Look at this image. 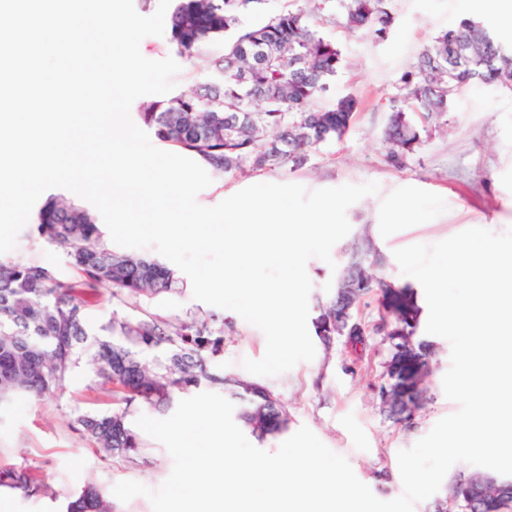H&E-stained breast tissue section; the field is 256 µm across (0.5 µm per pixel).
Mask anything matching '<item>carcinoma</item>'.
Returning a JSON list of instances; mask_svg holds the SVG:
<instances>
[{"label":"carcinoma","mask_w":512,"mask_h":512,"mask_svg":"<svg viewBox=\"0 0 512 512\" xmlns=\"http://www.w3.org/2000/svg\"><path fill=\"white\" fill-rule=\"evenodd\" d=\"M332 1L349 30L367 29L382 40L393 25L388 0H303L259 26L244 24L249 4L241 0H175L169 42L176 51L191 59L213 43L222 48L207 60L206 81L142 106L141 123L218 174L303 166L310 151L342 138L359 105L345 95L326 108H313L331 92L343 62L341 46L314 24ZM400 82L403 94L389 101L383 132L395 168L404 167L422 142L424 127L412 115L430 126L445 125L443 114L460 88L512 86V42L482 21L465 18L435 37ZM34 232L64 253L76 276L64 279L41 262L0 260V404L18 393L41 398L55 392L87 356L103 383L112 384L116 408L78 414L75 429L105 455L130 461L138 455L140 438L128 422L133 405L166 411L199 387L228 394L237 404V420L260 441L286 430L288 420L274 414L269 389L212 366L224 337L210 320L114 316L101 337L88 327L86 310L101 289L124 300L168 293L178 284L170 269L107 247L95 216L64 199L44 203ZM361 239L370 253L363 266L367 286L358 289L357 301L381 290L378 330L390 350L388 366L397 365L409 347L415 350L411 359L418 360L402 366L392 383L403 384L408 376L423 382L434 344L418 335L416 295L409 288H380L382 279L370 269L383 267L386 258L370 236ZM343 309L344 292L338 288L313 321L316 336L364 343V328ZM0 486L27 492L44 488L33 470L22 467L1 468ZM449 494L461 512H512V487L490 484L476 500L469 478L460 477ZM66 512H112V502L88 485L68 502Z\"/></svg>","instance_id":"carcinoma-1"}]
</instances>
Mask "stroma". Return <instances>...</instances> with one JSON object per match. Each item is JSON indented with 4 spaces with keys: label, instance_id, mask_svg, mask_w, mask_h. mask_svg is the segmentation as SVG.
Listing matches in <instances>:
<instances>
[{
    "label": "stroma",
    "instance_id": "obj_1",
    "mask_svg": "<svg viewBox=\"0 0 512 512\" xmlns=\"http://www.w3.org/2000/svg\"><path fill=\"white\" fill-rule=\"evenodd\" d=\"M395 24L387 39L367 30H347L340 21L322 24L324 36L339 43L344 66L336 78L333 96L353 95L359 101L349 130L338 140L312 151L305 165L289 170L216 174L197 201L213 206L257 183H294L315 190L344 184L374 182L376 194L349 207L352 236L369 235L389 261L381 274L399 286L418 288L416 279L403 275L392 255L413 244L431 245L463 230L480 227L496 233L512 227V88L467 87L448 113V131H427L422 144L404 168L386 160L383 130L389 117L388 103L399 96L400 77L416 61L435 36L474 14L473 0H391ZM149 59L175 58L181 70L175 77V93L190 91L207 78L204 56L178 55L168 36H148L141 42ZM333 96L318 99L329 106ZM410 200L416 213L405 224L395 223L397 201ZM349 238L332 249V263L313 258L307 263L312 282L309 315L336 290L332 265H343ZM7 259L37 261L73 277L64 256L43 240L22 229ZM145 313L165 319L217 314L216 330L224 347L212 362L226 374L249 379L242 359H260L266 348L264 334L237 313L218 310L192 297L189 278L178 291L141 298L130 304L102 290L86 314L91 329L106 325L112 316ZM365 327L366 342L353 346L347 337L330 342L315 340L316 355L290 371L264 378L288 413V430L308 426L332 451L349 461L357 478L372 493L387 501L401 495L402 481L397 454L427 435L437 421L457 411L446 398L442 379L450 367V344L434 337L435 354L425 381V404L410 421L393 423L380 411L377 387L388 351L379 322L378 297L368 295L354 309ZM111 385L102 382L87 362L73 368L62 387L44 400L18 395L0 404V467L22 466L36 472L49 493L29 495L0 487V512H66L68 502L88 483L104 493L114 484L133 480L158 488L169 476L173 461L165 447L143 436V452L136 460L106 458L74 428L78 413L111 408Z\"/></svg>",
    "mask_w": 512,
    "mask_h": 512
}]
</instances>
